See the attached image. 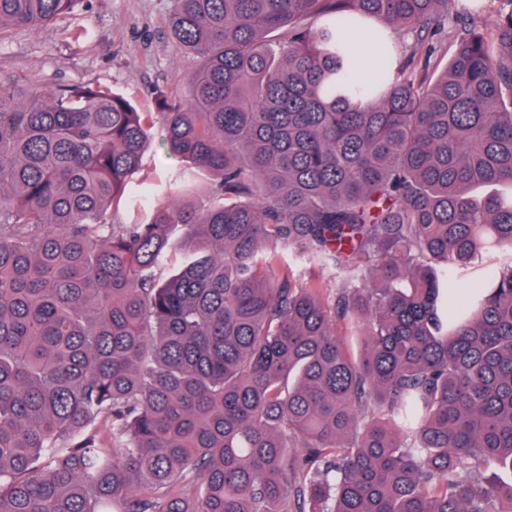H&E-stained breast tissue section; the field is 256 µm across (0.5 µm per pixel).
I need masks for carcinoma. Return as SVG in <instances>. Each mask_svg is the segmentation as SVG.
Wrapping results in <instances>:
<instances>
[{
  "instance_id": "1",
  "label": "carcinoma",
  "mask_w": 512,
  "mask_h": 512,
  "mask_svg": "<svg viewBox=\"0 0 512 512\" xmlns=\"http://www.w3.org/2000/svg\"><path fill=\"white\" fill-rule=\"evenodd\" d=\"M456 2L172 0L154 112L0 81V512H512V0L441 68ZM144 163L145 172L152 174L158 173L160 170L172 172L177 170L182 165L181 163L168 158V156L165 154L161 145V134L158 126L153 130L151 147L146 152Z\"/></svg>"
}]
</instances>
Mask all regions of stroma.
Instances as JSON below:
<instances>
[{
    "label": "stroma",
    "mask_w": 512,
    "mask_h": 512,
    "mask_svg": "<svg viewBox=\"0 0 512 512\" xmlns=\"http://www.w3.org/2000/svg\"><path fill=\"white\" fill-rule=\"evenodd\" d=\"M170 6L171 0H85L48 29H6L0 80L52 90L92 83L153 111L156 89L185 96L192 66L165 23Z\"/></svg>",
    "instance_id": "1"
}]
</instances>
